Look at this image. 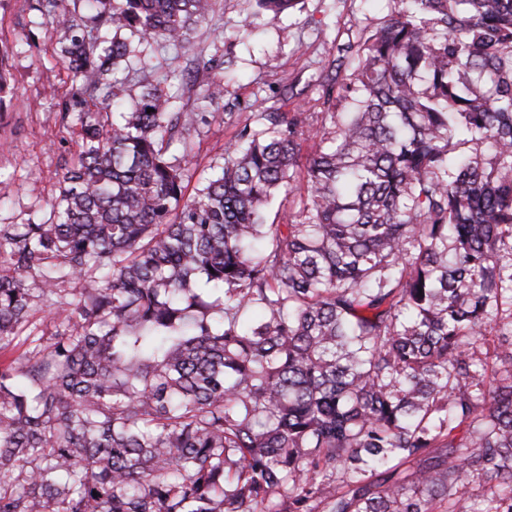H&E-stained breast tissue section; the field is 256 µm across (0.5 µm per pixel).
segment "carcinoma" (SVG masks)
Here are the masks:
<instances>
[{
  "label": "carcinoma",
  "instance_id": "carcinoma-1",
  "mask_svg": "<svg viewBox=\"0 0 512 512\" xmlns=\"http://www.w3.org/2000/svg\"><path fill=\"white\" fill-rule=\"evenodd\" d=\"M37 2L78 151L0 226V512H512V0H386L320 127L254 113L189 195L176 71H118L215 0ZM134 46L136 47L137 58L131 59V68L129 71L124 72V76H127L125 82V98L130 100L136 98L142 91L141 79L144 75L153 73L154 69H157L160 65H164L166 58L173 56V51L165 52L160 48L158 49L156 44L152 40H141L138 41L137 37H132Z\"/></svg>",
  "mask_w": 512,
  "mask_h": 512
}]
</instances>
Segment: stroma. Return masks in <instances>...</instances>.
Returning <instances> with one entry per match:
<instances>
[{"mask_svg":"<svg viewBox=\"0 0 512 512\" xmlns=\"http://www.w3.org/2000/svg\"><path fill=\"white\" fill-rule=\"evenodd\" d=\"M37 0H0V44L9 52V78L0 92V225L42 223L49 217L76 138L61 120L71 82L60 55L62 32L43 23ZM388 12L385 0H302L275 15L255 0H217L213 17L194 34L203 60L224 74L222 116L192 131L190 187L221 163L237 131L265 110L293 112L318 98V89L291 95L294 79L319 74L340 47L374 31ZM167 58L153 41L136 44L126 98L142 90L144 75Z\"/></svg>","mask_w":512,"mask_h":512,"instance_id":"stroma-1","label":"stroma"}]
</instances>
